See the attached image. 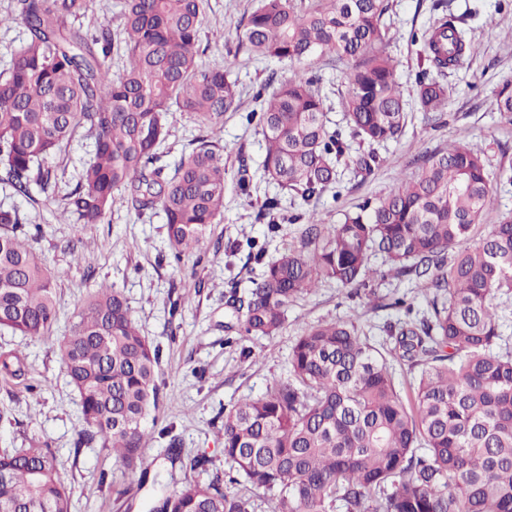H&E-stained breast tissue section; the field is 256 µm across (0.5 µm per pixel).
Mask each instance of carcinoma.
Returning <instances> with one entry per match:
<instances>
[{"mask_svg": "<svg viewBox=\"0 0 512 512\" xmlns=\"http://www.w3.org/2000/svg\"><path fill=\"white\" fill-rule=\"evenodd\" d=\"M89 3L17 0L28 38L0 77V167L17 192L29 195L33 181L45 190L51 171L40 161L89 125L94 156L65 211L82 226L101 224L127 193L137 211L163 212L179 262L223 214L224 159L202 136L168 172L156 165L157 149L178 112L208 127L236 111V84L224 67L198 64L205 0H124L126 64L117 75L101 60L109 29L90 38L68 25ZM387 10V0H260L241 44L260 58L347 66L342 105L352 136L370 146L396 141L407 111ZM423 52L443 75L475 47L450 16L425 33ZM417 100L431 120L447 105L448 85L423 80ZM494 106L512 121V80L494 91ZM260 126L263 169L278 188L308 205L337 182L349 145L327 125L302 69L263 100ZM492 206L488 159L461 141L422 156L415 174L328 229L310 210L299 215L309 250L282 252L246 296L228 300L246 334L275 335L288 307L323 280L366 286L376 253L395 276L429 281L430 316L397 323L390 349L352 322L309 327L291 350L287 378L224 411L233 481L267 493L271 512H512V346L492 303L512 292V217L484 223ZM20 226L17 210L0 209V328L49 341L56 275ZM56 345L79 395L80 440L98 439L135 471L161 394L159 346L106 284ZM395 360L417 370L408 401ZM0 512H71L51 449L0 453ZM160 512H249V502L218 481L189 483Z\"/></svg>", "mask_w": 512, "mask_h": 512, "instance_id": "obj_1", "label": "carcinoma"}]
</instances>
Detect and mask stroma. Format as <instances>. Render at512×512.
I'll list each match as a JSON object with an SVG mask.
<instances>
[{
    "label": "stroma",
    "instance_id": "obj_1",
    "mask_svg": "<svg viewBox=\"0 0 512 512\" xmlns=\"http://www.w3.org/2000/svg\"><path fill=\"white\" fill-rule=\"evenodd\" d=\"M258 0H206L198 63L222 65L236 80V111L205 129L186 114L176 115L157 150L159 165L173 168L201 135L211 137L224 157V214L211 225L203 248L182 265L168 255L164 218L159 211L138 212L117 203L104 223L77 227L64 211L68 194L81 180L93 155L94 137L79 128L45 160L52 187L33 190L31 198L0 184V208L17 209L23 230L47 266L57 271V320L53 340L43 341L0 330V352L21 355L25 375L0 377V451L51 449L72 496V512H151L164 495L191 481L218 479L230 495L249 501V512H269L267 495L230 480L219 434L226 408L258 397L275 380L286 377L297 338L320 321H352L378 345L393 347L388 328L406 318L428 314L426 285L412 277H394L382 256L370 260L365 288L344 289L331 281L319 284L289 306L283 327L273 336H249L227 307L231 291L245 292L261 278L263 263L250 254L264 249L266 260L303 244L305 203L280 192L263 172L259 119L261 98L293 76L294 64L251 58L240 43ZM16 0H0V73L26 39L21 23L10 21ZM458 17V27L477 49L458 69L447 72L452 88L436 120H425L415 99L426 66L420 58L422 35L441 17ZM394 39L389 52L407 102L408 123L395 142L377 146L379 165L356 173L341 166L338 182L315 201L320 224L339 223L345 212L365 199L387 192L411 175L416 159L447 148L454 141L479 145L492 173L494 205L487 221L512 217V123L496 112L493 92L512 79V0H389L385 16ZM79 23L87 35L98 26L111 32L113 50L105 60L111 73L124 66L118 47L124 37L122 0H92ZM310 77L324 100L331 129L349 134L341 107L347 71L325 59L311 62ZM249 186L240 190L239 176ZM279 197L273 219L259 217L262 203ZM119 289L141 332L161 351V396L148 422L169 427L168 436L150 439L143 448L146 477L127 471L98 442L80 443L83 427L79 398L70 384L55 344L68 334L90 291L102 284ZM202 466H195L197 458Z\"/></svg>",
    "mask_w": 512,
    "mask_h": 512
}]
</instances>
